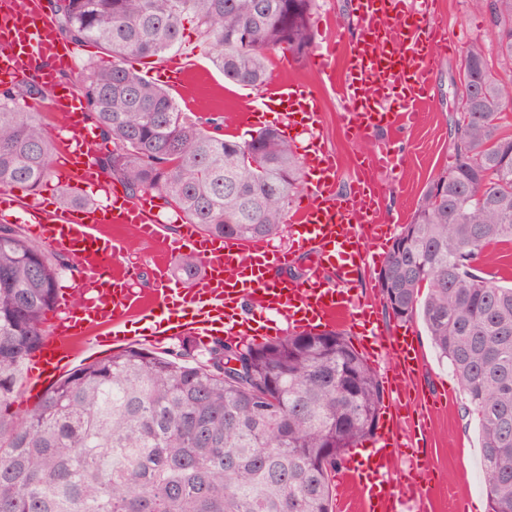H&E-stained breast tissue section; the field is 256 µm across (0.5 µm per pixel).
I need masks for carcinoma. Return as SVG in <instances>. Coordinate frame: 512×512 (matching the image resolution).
Instances as JSON below:
<instances>
[{
    "label": "carcinoma",
    "mask_w": 512,
    "mask_h": 512,
    "mask_svg": "<svg viewBox=\"0 0 512 512\" xmlns=\"http://www.w3.org/2000/svg\"><path fill=\"white\" fill-rule=\"evenodd\" d=\"M315 0H51L57 31L109 57L79 74L100 130L93 162L135 198L153 193L206 235H278L301 161L275 129L246 140L210 130L128 57L181 44L184 23L218 52L224 78L262 87L273 49L305 57ZM494 32L463 51L452 165L437 176L384 261L378 290L400 322L421 319L479 425L490 512H512V285L487 270L512 246V0H471ZM35 82L0 88V189L36 191L55 143L29 101ZM62 255L0 224V512H336V473L372 439L381 382L343 334L218 342L209 364L125 349L60 378L6 414L61 290ZM198 279L191 255L177 259ZM239 353L241 368L224 367Z\"/></svg>",
    "instance_id": "cac0c4a2"
}]
</instances>
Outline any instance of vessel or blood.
<instances>
[{
	"instance_id": "obj_1",
	"label": "vessel or blood",
	"mask_w": 512,
	"mask_h": 512,
	"mask_svg": "<svg viewBox=\"0 0 512 512\" xmlns=\"http://www.w3.org/2000/svg\"><path fill=\"white\" fill-rule=\"evenodd\" d=\"M354 6L364 26L359 37L343 47L344 105L336 121L343 133L358 141L376 127L394 126L412 116L428 96V75L438 49L447 48L448 41L440 26L426 24L436 14V0H355ZM72 65V55L42 0H0V76L18 82L39 70L49 107L66 116V186L81 196L98 182L99 172L91 161L94 137L85 119V100L76 87L60 86L57 80L58 71ZM319 110L315 88L290 79L271 84L266 97L247 108L243 117L258 127L266 113L283 112L289 125L310 132L319 122ZM301 158L310 176L309 191L293 220L290 245L283 249L208 237L192 225L179 237H168L148 193L133 202L111 190L105 203L81 202L52 211L34 202L23 206L25 223L49 247L73 257L82 278L80 299H61L57 320L30 359L29 391H42L68 365L77 349L73 338H80L86 348L106 336L115 344L132 341L127 328L134 305L131 277L114 273L126 245L104 236L106 224L131 225L140 243L162 244L170 258L194 255L203 269L201 285L189 287L173 283L165 265H156L155 302L146 309L154 323L150 344L176 336H191L205 345L224 335L247 336L256 319L281 323L292 332L343 320L355 302L349 281L391 230L375 220L376 176L391 167L393 157L385 150L370 156L365 175L358 177L348 199L336 193L338 165L320 137L310 133ZM311 250L319 267L336 270L335 282L317 275L301 283L270 277L271 266H287L295 253ZM361 320L369 340L368 357L392 355L385 372L391 399L369 452L348 463L337 480L359 487L365 512H405L408 502L425 503L431 490L417 479L397 481L391 476L398 458H408L415 469L422 464L417 444L429 427L419 397L410 390L421 361L412 337L384 335L370 308H363Z\"/></svg>"
}]
</instances>
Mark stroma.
Wrapping results in <instances>:
<instances>
[{
    "label": "stroma",
    "mask_w": 512,
    "mask_h": 512,
    "mask_svg": "<svg viewBox=\"0 0 512 512\" xmlns=\"http://www.w3.org/2000/svg\"><path fill=\"white\" fill-rule=\"evenodd\" d=\"M439 8L438 23L455 41L457 50L440 53L429 76L431 90L427 103L415 112L410 122L376 130L356 143L348 140L336 125L341 99L335 84L341 79L343 57L333 59V72L327 78L314 71L307 60H293L291 55L278 50L269 55L272 79L303 80L316 87L321 99L317 132L337 159V190L341 195H348L364 155L380 152L392 142L399 145L396 169L379 177L378 209L381 223L397 228L409 222L431 181L452 163L450 126L457 111L454 90L458 83L460 50L474 37L489 34L485 15L472 9L469 0H439ZM311 29L314 34L311 51L315 54L326 52L335 34L355 38L359 21L352 0H318L311 16ZM179 57L191 64L184 87L174 92L181 108L198 119L220 118L222 134L242 138L253 134V127L242 123L240 116L246 105L260 102L262 90L225 80L214 56L199 45L196 36H184L177 51L162 56L128 58L124 65L144 75L164 69ZM105 232L127 242L128 249L119 262L133 268L136 294L150 299L155 247L138 242L133 228L126 224L108 226ZM382 266V259L369 261L356 274L351 286L361 299L372 303L374 316L385 335L409 333L422 359L414 386L422 399L435 404L431 431L419 445L421 457L428 460L425 476L434 485L424 512H459L458 505L462 502L467 503V512H476L475 503L488 501L476 417L468 412L461 386L446 361L439 358L422 321L398 322L389 318L379 304L376 278Z\"/></svg>",
    "instance_id": "obj_1"
}]
</instances>
